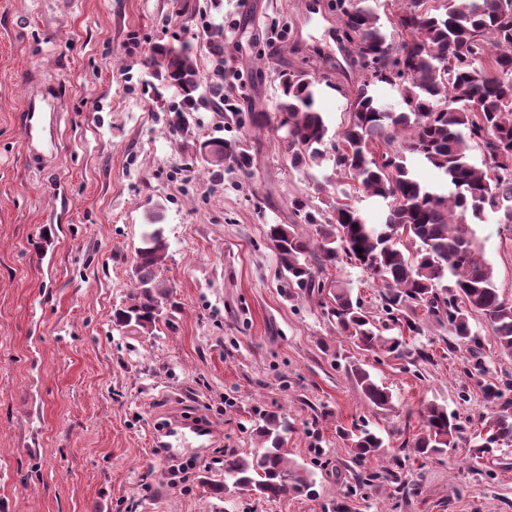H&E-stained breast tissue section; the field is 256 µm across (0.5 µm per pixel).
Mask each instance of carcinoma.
<instances>
[{
    "label": "carcinoma",
    "mask_w": 512,
    "mask_h": 512,
    "mask_svg": "<svg viewBox=\"0 0 512 512\" xmlns=\"http://www.w3.org/2000/svg\"><path fill=\"white\" fill-rule=\"evenodd\" d=\"M387 8L386 22L380 9ZM339 43L353 45L349 54L356 84L347 125L329 134L323 114L315 109L321 78L305 67L278 73L277 110L283 118L282 140L295 170L322 168L356 182L362 194L383 201V224L365 223L356 206L337 197L327 200L323 214L311 200L294 197V215L314 226L306 236L296 224H270L266 236L288 286L309 294L329 288L333 301L328 315L339 334L366 352L409 355L403 339L389 337L367 317L359 300L342 285H326L321 273L345 257L359 264L384 288L386 320L409 335L422 332L420 315L444 317L458 341L480 348L470 318L483 317L500 352L512 355V302L500 296L493 269L482 257L473 225L494 215L512 224V9L505 0H407L391 8L380 0H336ZM208 52L224 66V27L204 30ZM161 62L152 77L173 92L177 105L168 124L181 136L188 131L185 113L202 97L207 84L193 45L188 41L152 48ZM452 64L451 71L445 70ZM385 83L399 94V108L382 104L371 85ZM209 85V84H207ZM214 107L239 111L224 94V85H209ZM447 103L443 110L436 106ZM400 147H394L395 142ZM213 149L238 165L244 153L220 139ZM482 155L481 165L472 152ZM381 156L383 162L375 160ZM433 168L441 178L435 186L412 174L407 158ZM408 241L413 251L400 248ZM362 251H357V248ZM170 244L159 216L144 225L126 304L112 314L118 330L152 336L169 301V285L159 269L169 257ZM350 372L365 398L377 408L392 403L362 364ZM495 409L481 422L476 454L492 452L512 442V402L493 383L480 385ZM423 427L411 449L419 457L457 446L461 425L455 415L435 402L420 413ZM286 418L267 414L255 428L259 448L248 455H224V479L204 478L206 493L223 499L247 489L266 500L287 495H316L313 473L290 462L284 433ZM355 456L364 460L386 453L384 441L362 427L344 432Z\"/></svg>",
    "instance_id": "1"
}]
</instances>
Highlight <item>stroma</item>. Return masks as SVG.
<instances>
[{
  "label": "stroma",
  "instance_id": "stroma-1",
  "mask_svg": "<svg viewBox=\"0 0 512 512\" xmlns=\"http://www.w3.org/2000/svg\"><path fill=\"white\" fill-rule=\"evenodd\" d=\"M336 17V0H0V512H512V446L472 456L490 410L473 362L512 385V356L484 319L470 320L476 358L433 319L407 337L410 358L361 351L337 333L330 294L286 288L266 237L268 225L295 222L292 197L332 173L290 169L276 101L283 66L347 69ZM209 23L224 27L225 79L245 96L234 112L198 103L183 139L141 84L145 54L185 38L211 74ZM36 86L58 102L47 169L29 159L23 130ZM217 137L239 141L250 165L207 173L196 149ZM154 212L170 243L167 317L155 335L123 333L112 311L126 302ZM475 230L512 301V225ZM323 278L382 319L370 274L343 260ZM352 361L387 387L390 408L365 399ZM430 401L458 417V447L411 457L399 473L409 493L385 481L357 487L390 461H357L340 429L367 425L393 450L413 441ZM270 412L292 423V459L311 467L317 497H209L199 477L222 479L225 453L254 450ZM172 416L216 431L188 474L171 475L151 445Z\"/></svg>",
  "mask_w": 512,
  "mask_h": 512
}]
</instances>
